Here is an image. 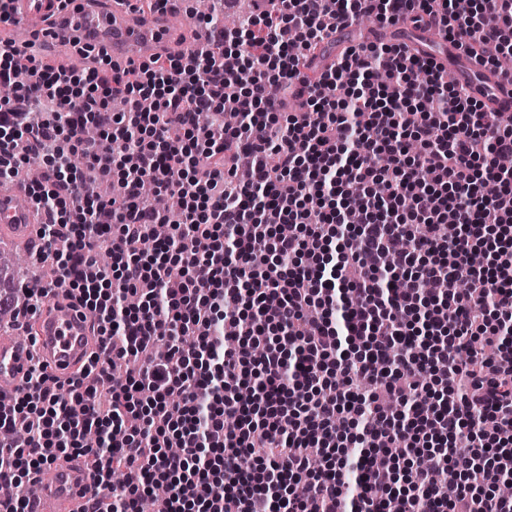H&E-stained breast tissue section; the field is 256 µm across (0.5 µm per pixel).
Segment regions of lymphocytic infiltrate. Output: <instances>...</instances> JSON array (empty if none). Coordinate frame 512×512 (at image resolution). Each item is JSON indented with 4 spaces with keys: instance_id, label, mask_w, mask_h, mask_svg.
Returning a JSON list of instances; mask_svg holds the SVG:
<instances>
[{
    "instance_id": "obj_1",
    "label": "lymphocytic infiltrate",
    "mask_w": 512,
    "mask_h": 512,
    "mask_svg": "<svg viewBox=\"0 0 512 512\" xmlns=\"http://www.w3.org/2000/svg\"><path fill=\"white\" fill-rule=\"evenodd\" d=\"M253 2L240 26L199 18L191 55L139 65L0 40V182L42 170L26 194L59 271L23 284L14 327L52 293L97 338L82 369L33 363L0 402V432H26L0 441L8 512L74 456L110 493L88 512H138L158 485V512H512L495 491L512 472V117L398 44L309 59L331 21L371 17L437 23L494 64L512 0ZM115 176L122 198L84 193ZM147 183L180 206L144 257L165 219Z\"/></svg>"
}]
</instances>
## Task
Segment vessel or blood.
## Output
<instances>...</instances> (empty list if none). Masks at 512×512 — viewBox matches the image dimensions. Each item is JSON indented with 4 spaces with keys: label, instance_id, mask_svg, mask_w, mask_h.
Masks as SVG:
<instances>
[{
    "label": "vessel or blood",
    "instance_id": "1",
    "mask_svg": "<svg viewBox=\"0 0 512 512\" xmlns=\"http://www.w3.org/2000/svg\"><path fill=\"white\" fill-rule=\"evenodd\" d=\"M11 29L22 36L36 35L64 45L75 37L89 38L107 45L113 61L145 62L157 54H186L207 40L204 30L190 35H175L169 18L157 14L147 18L128 13L115 0H101L94 10L78 13L61 9L59 0H13ZM353 26L337 23L335 33L319 46L318 55L332 60L335 43L351 44ZM427 40L441 42L443 49L429 54L418 41L403 40L407 53L432 57L445 71L454 75L471 97L481 101L491 112L512 114V79L503 76L483 62L462 54L445 40L440 30H431ZM24 190L19 185L0 186V224L13 225L20 233L28 232L37 223L38 215L29 206L21 205ZM37 346L42 360L57 373L68 374L87 360L93 338L77 312L55 305L37 324ZM30 366L27 344L0 340V392L8 393L22 384ZM40 487L33 499L34 512H83L93 494V479L82 459L62 460L52 466L48 475H36Z\"/></svg>",
    "mask_w": 512,
    "mask_h": 512
}]
</instances>
